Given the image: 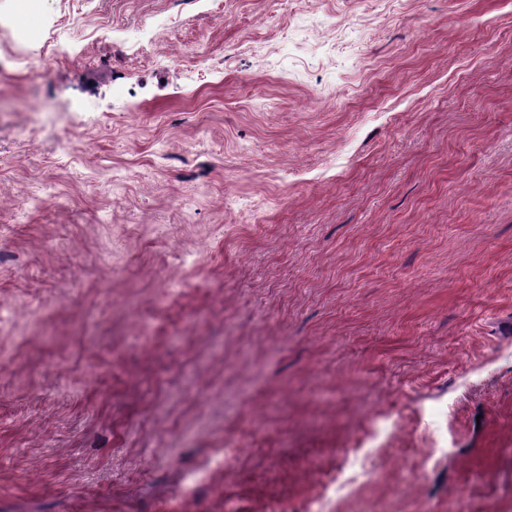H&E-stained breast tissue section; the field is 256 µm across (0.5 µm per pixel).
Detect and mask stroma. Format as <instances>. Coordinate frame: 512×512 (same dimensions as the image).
<instances>
[{
  "label": "stroma",
  "instance_id": "obj_1",
  "mask_svg": "<svg viewBox=\"0 0 512 512\" xmlns=\"http://www.w3.org/2000/svg\"><path fill=\"white\" fill-rule=\"evenodd\" d=\"M314 501L512 512V0H0V512Z\"/></svg>",
  "mask_w": 512,
  "mask_h": 512
}]
</instances>
